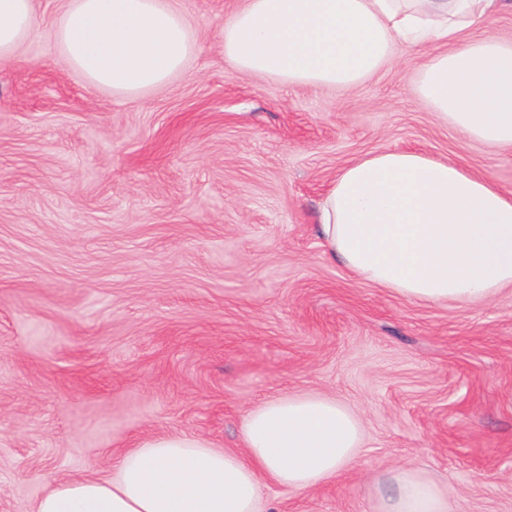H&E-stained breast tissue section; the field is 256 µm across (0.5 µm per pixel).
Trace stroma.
<instances>
[{
	"label": "stroma",
	"instance_id": "obj_1",
	"mask_svg": "<svg viewBox=\"0 0 512 512\" xmlns=\"http://www.w3.org/2000/svg\"><path fill=\"white\" fill-rule=\"evenodd\" d=\"M241 0H173L197 44L166 85L119 95L67 67L64 0L0 63V512L107 476L156 435L242 451L248 413L325 395L361 422L352 469L263 512H378L389 470L448 488V512H512V288L425 303L358 279L318 236L349 161L457 162L512 192V149L441 122L423 55L357 87L237 72Z\"/></svg>",
	"mask_w": 512,
	"mask_h": 512
}]
</instances>
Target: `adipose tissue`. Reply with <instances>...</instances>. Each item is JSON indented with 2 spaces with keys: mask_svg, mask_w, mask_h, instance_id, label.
Returning <instances> with one entry per match:
<instances>
[{
  "mask_svg": "<svg viewBox=\"0 0 512 512\" xmlns=\"http://www.w3.org/2000/svg\"><path fill=\"white\" fill-rule=\"evenodd\" d=\"M506 0H244L224 23V57L245 74L351 88L398 52H427L418 89L437 116L491 149L512 148V40L467 39ZM36 26L33 0H0V62ZM65 64L117 93L180 73L196 43L172 0H66ZM320 232L362 281L417 301L470 303L512 287V194L453 161L379 150L330 183ZM359 420L335 399L286 396L252 409L245 454L180 435L120 454L104 478L61 480L33 512H261L264 482L298 491L354 466ZM381 512H448V492L403 467Z\"/></svg>",
  "mask_w": 512,
  "mask_h": 512,
  "instance_id": "1",
  "label": "adipose tissue"
}]
</instances>
